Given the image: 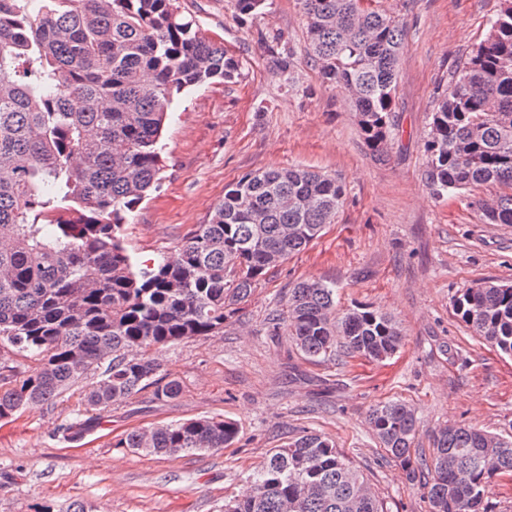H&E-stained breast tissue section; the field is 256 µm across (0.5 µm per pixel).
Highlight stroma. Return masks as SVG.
Listing matches in <instances>:
<instances>
[{"label": "stroma", "mask_w": 512, "mask_h": 512, "mask_svg": "<svg viewBox=\"0 0 512 512\" xmlns=\"http://www.w3.org/2000/svg\"><path fill=\"white\" fill-rule=\"evenodd\" d=\"M500 0H373L405 22L392 112L396 133L373 154L348 96L323 82L309 59L299 0H269L240 18L235 0H180L202 31L240 62L238 76L175 98L161 139L160 189L131 214L128 249L154 260L178 255L207 223L226 186L261 170L300 165L345 187L334 224L304 252L261 280L220 336L176 343L159 354L160 377L181 393L152 389L100 411L77 440L62 426L78 394L27 405L0 421V512H224L274 449L305 432L330 439L363 474L384 512H427L425 479H408L373 435L370 408L411 406L412 461L434 435L469 425L512 436V356L475 336L453 300L480 279L512 283V224H487L474 202L494 187L438 198L426 184L425 133L438 91L481 38ZM291 52L293 83L279 67ZM302 280L334 284L337 310L367 306L391 315L403 343L382 362L337 353L316 364L267 319ZM199 417L237 423L229 448L150 456L120 447L135 429Z\"/></svg>", "instance_id": "obj_1"}]
</instances>
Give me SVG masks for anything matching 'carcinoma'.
<instances>
[{"label": "carcinoma", "instance_id": "carcinoma-1", "mask_svg": "<svg viewBox=\"0 0 512 512\" xmlns=\"http://www.w3.org/2000/svg\"><path fill=\"white\" fill-rule=\"evenodd\" d=\"M267 0H235L254 17ZM311 60L351 99L367 146L384 152L395 129L404 21L359 0H300ZM239 63L202 33L180 0H0V347L34 361L0 378V421L28 402L82 385L63 427L77 439L96 411L154 388L155 353L224 334L258 281L305 251L335 222L342 183L294 165L243 176L225 188L207 223L180 245L177 263H140L125 244L127 217L163 180L159 152L174 98ZM433 194L497 186L481 204L488 224H512V0H501L484 38L438 95L425 142ZM51 233L45 232L46 226ZM473 333L512 354V284L480 280L454 299ZM297 351L383 361L402 346L393 318L356 307L336 314V287L300 281L268 318ZM369 423L387 453L411 464L418 422L405 402L374 405ZM236 423L201 417L126 434L117 446L148 455L230 446ZM465 425L434 437L428 512H487L495 476L512 475V439L489 448ZM224 512H383L366 481L327 438L306 433L270 452Z\"/></svg>", "mask_w": 512, "mask_h": 512}]
</instances>
